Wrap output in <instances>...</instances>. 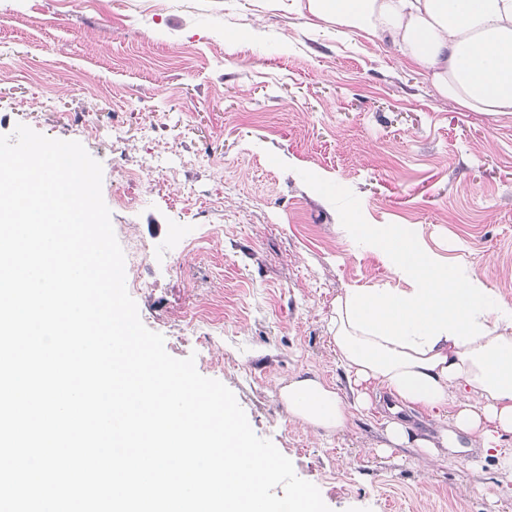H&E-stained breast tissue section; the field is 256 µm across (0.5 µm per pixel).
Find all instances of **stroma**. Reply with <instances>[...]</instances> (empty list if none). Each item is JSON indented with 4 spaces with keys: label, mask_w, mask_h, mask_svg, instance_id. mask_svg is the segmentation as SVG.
Returning a JSON list of instances; mask_svg holds the SVG:
<instances>
[{
    "label": "stroma",
    "mask_w": 512,
    "mask_h": 512,
    "mask_svg": "<svg viewBox=\"0 0 512 512\" xmlns=\"http://www.w3.org/2000/svg\"><path fill=\"white\" fill-rule=\"evenodd\" d=\"M20 123L101 163L143 324L331 512H512L494 458L425 465L380 452V410L332 433L280 397L304 377L351 394L336 298L392 276L344 225H415L512 303V118L457 111L286 0H0V134Z\"/></svg>",
    "instance_id": "1"
}]
</instances>
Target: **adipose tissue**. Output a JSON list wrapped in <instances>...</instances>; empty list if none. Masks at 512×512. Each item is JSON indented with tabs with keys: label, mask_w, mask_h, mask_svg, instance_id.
Returning <instances> with one entry per match:
<instances>
[{
	"label": "adipose tissue",
	"mask_w": 512,
	"mask_h": 512,
	"mask_svg": "<svg viewBox=\"0 0 512 512\" xmlns=\"http://www.w3.org/2000/svg\"><path fill=\"white\" fill-rule=\"evenodd\" d=\"M344 33L373 37L462 112L512 116V0H292ZM399 288H348L336 298L332 340L354 402L316 378L289 382V412L328 432L389 399L391 447L423 463L440 448L493 454L512 483V306L476 276L462 277L412 224H348Z\"/></svg>",
	"instance_id": "1"
}]
</instances>
